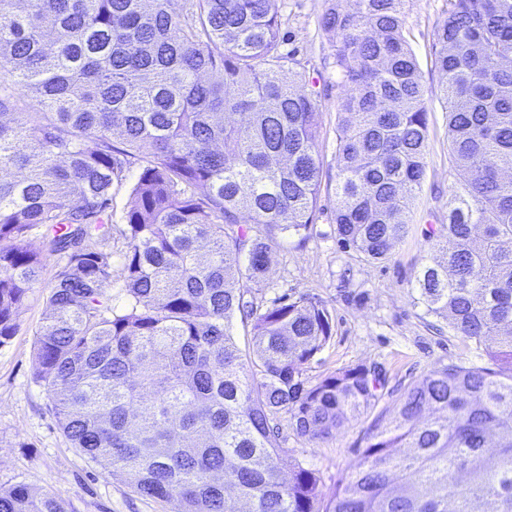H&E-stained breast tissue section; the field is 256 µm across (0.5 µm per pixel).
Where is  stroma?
<instances>
[{
	"label": "stroma",
	"mask_w": 512,
	"mask_h": 512,
	"mask_svg": "<svg viewBox=\"0 0 512 512\" xmlns=\"http://www.w3.org/2000/svg\"><path fill=\"white\" fill-rule=\"evenodd\" d=\"M328 0H279L284 50L298 60L313 85L320 110L321 189L304 236L280 237L264 282L255 287L260 307L280 295L319 299L333 319V338L307 370L310 381L365 366L385 379L377 400L327 440L282 431L289 457L320 471L324 499L360 458L374 422L388 415L414 382L440 363L484 365L485 359L446 320L419 303L415 276L431 256L429 231L448 221L458 179L449 155L445 79L436 69V33L448 0H406V29L419 63L428 108L426 173L408 218V231L388 259L369 262L337 241L336 128L345 92L333 39L322 23ZM45 288L35 289L20 315L21 330L0 347V486L24 485L61 497L66 512H178L176 500L144 498L65 438L36 382L34 332L44 317Z\"/></svg>",
	"instance_id": "stroma-1"
}]
</instances>
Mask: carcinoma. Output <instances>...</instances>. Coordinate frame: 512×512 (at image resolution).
I'll use <instances>...</instances> for the list:
<instances>
[{
	"label": "carcinoma",
	"mask_w": 512,
	"mask_h": 512,
	"mask_svg": "<svg viewBox=\"0 0 512 512\" xmlns=\"http://www.w3.org/2000/svg\"><path fill=\"white\" fill-rule=\"evenodd\" d=\"M323 26L348 85L338 242L381 261L407 232L428 148L404 0H329ZM283 43L278 0H0V345L56 257L37 382L72 447L181 512H512V0H450L437 30L460 178L439 257L415 278L489 366L424 373L328 502L317 470L297 461L281 478V417L325 440L384 378L356 366L311 382L328 309L285 294L262 311L252 294L279 236L312 223L321 184L315 92L301 72L283 79L298 65ZM133 164L117 266L112 185ZM0 512L66 510L13 486Z\"/></svg>",
	"instance_id": "carcinoma-1"
}]
</instances>
